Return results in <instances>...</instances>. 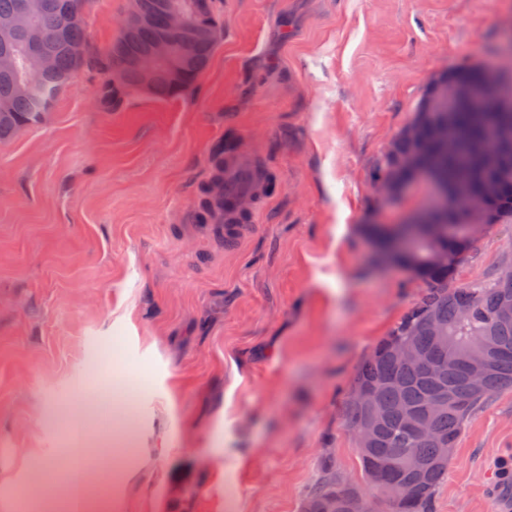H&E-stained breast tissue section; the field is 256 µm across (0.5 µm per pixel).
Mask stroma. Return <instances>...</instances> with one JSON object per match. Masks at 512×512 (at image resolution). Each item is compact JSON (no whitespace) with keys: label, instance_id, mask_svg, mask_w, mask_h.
<instances>
[{"label":"stroma","instance_id":"1","mask_svg":"<svg viewBox=\"0 0 512 512\" xmlns=\"http://www.w3.org/2000/svg\"><path fill=\"white\" fill-rule=\"evenodd\" d=\"M129 0H88L86 62L48 121L0 143V512H55L71 479L49 449L83 431L112 456L101 512H301L332 460L369 494L344 411L357 368L424 292L379 262L429 181L379 202L373 173L430 79L497 53L512 0H223L224 34L181 95L99 99ZM261 165L243 243L196 219L218 144ZM512 262V224L481 234L458 283ZM96 374L143 391L106 416L76 404ZM512 388L465 422L435 512H496Z\"/></svg>","mask_w":512,"mask_h":512}]
</instances>
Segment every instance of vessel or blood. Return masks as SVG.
Masks as SVG:
<instances>
[{"label":"vessel or blood","instance_id":"1","mask_svg":"<svg viewBox=\"0 0 512 512\" xmlns=\"http://www.w3.org/2000/svg\"><path fill=\"white\" fill-rule=\"evenodd\" d=\"M261 176L257 167L243 168L237 165L224 170V221L212 225L211 232L226 247H235L247 230L246 224L237 215L238 202L243 195L255 193ZM116 382L109 377L97 379L92 385L79 391L81 400L94 401L100 408L111 409L112 393ZM489 498L496 501L498 512H512V458L501 457L491 481L485 488Z\"/></svg>","mask_w":512,"mask_h":512}]
</instances>
